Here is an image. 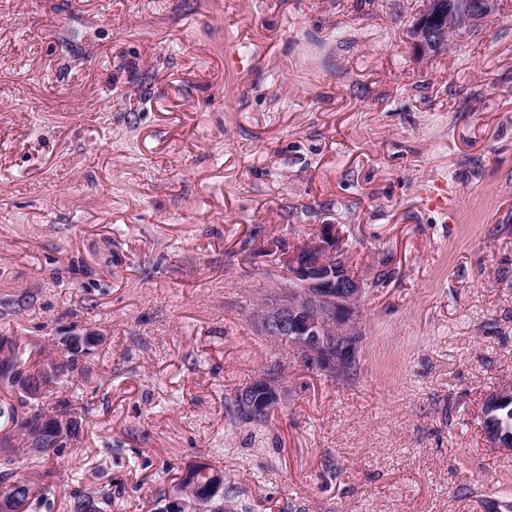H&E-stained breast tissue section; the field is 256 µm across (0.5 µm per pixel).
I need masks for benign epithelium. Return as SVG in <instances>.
<instances>
[{"mask_svg": "<svg viewBox=\"0 0 512 512\" xmlns=\"http://www.w3.org/2000/svg\"><path fill=\"white\" fill-rule=\"evenodd\" d=\"M498 10V0H425V8L411 27L410 39L422 58L448 45V23L459 30L481 24ZM343 235L334 224L283 252L280 273L259 311L253 314L260 332L277 342L293 344L297 363L334 377L348 374L358 358L363 335L365 288L343 259ZM103 342L91 333L71 332L59 338V356L44 359L36 367L15 359V342L0 338V381L38 399L52 390L73 355L84 357ZM282 364L273 360L237 396L239 412L253 421L269 418L287 401ZM83 427L78 408L53 413L31 421L23 444L41 452L65 448ZM187 484L167 500L170 512H206L208 500L224 489V474L201 464H191Z\"/></svg>", "mask_w": 512, "mask_h": 512, "instance_id": "benign-epithelium-1", "label": "benign epithelium"}]
</instances>
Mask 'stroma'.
I'll return each instance as SVG.
<instances>
[{"label":"stroma","mask_w":512,"mask_h":512,"mask_svg":"<svg viewBox=\"0 0 512 512\" xmlns=\"http://www.w3.org/2000/svg\"><path fill=\"white\" fill-rule=\"evenodd\" d=\"M423 5L0 0V336L104 338L59 386L80 435L12 455L36 512H155L195 461L247 512L512 506V0L422 60ZM324 224L366 288L336 380L251 307ZM274 359L286 406L239 422ZM86 499L96 500L101 509L99 512H102V505L107 503L111 504L112 502V489H107L106 486H104L103 488L97 489L96 491H92L89 493H80L78 495H75L71 506L72 512H77L76 510L79 503ZM95 507L96 505L92 500H86L82 503V508H84L86 512H89V510Z\"/></svg>","instance_id":"1"}]
</instances>
